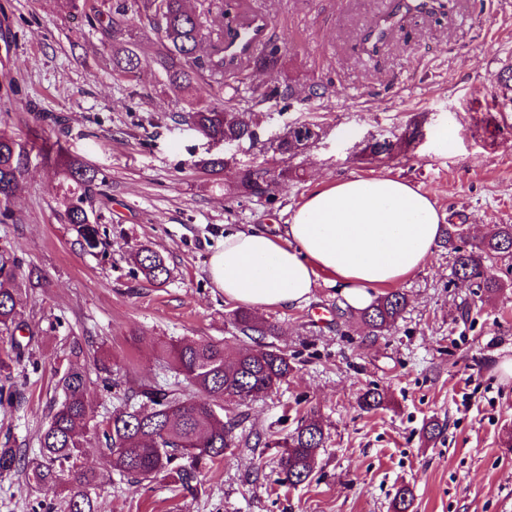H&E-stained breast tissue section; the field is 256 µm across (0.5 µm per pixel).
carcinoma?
<instances>
[{"label": "carcinoma", "instance_id": "1", "mask_svg": "<svg viewBox=\"0 0 512 512\" xmlns=\"http://www.w3.org/2000/svg\"><path fill=\"white\" fill-rule=\"evenodd\" d=\"M73 8L83 12L100 27L129 24L147 20L164 42L165 53L156 64L163 71L168 85L185 94L189 118L197 131L220 140H251L255 136L252 124L241 118L232 105L221 98L208 99L212 84H224V21L212 31L215 35L212 52L202 59L197 48L204 38L202 14L191 9L189 0H68ZM279 47L270 44L267 51L250 56L242 62L245 69H265L277 65ZM113 70L120 75L134 76L141 58L132 48L112 56ZM210 80L204 81L203 73ZM295 95L291 85L255 87L252 100L262 105L274 99L289 100ZM310 131L306 125L285 132L274 146L281 156H292L298 149L300 136ZM59 185L67 199L66 223L73 226L82 248L92 252L102 244L98 216L89 205L96 188L97 174L91 167L68 158L57 161ZM20 158L12 138L0 131V204L6 205L15 193L20 174ZM265 175L253 170L243 171L235 185L237 198L258 196L265 192ZM445 245L453 254L452 275L456 286L472 284L496 293L506 283L488 273L489 263L512 252V224H499L490 236L465 243V225L450 224L446 228ZM140 271L160 284L168 278L164 258L157 252L141 247L135 252ZM23 305L21 294L0 284V332L10 336V352L0 357V371L10 369V363L21 358L22 344L14 332L22 327L19 319ZM407 306L405 293L398 290L379 296L360 312V319L374 336L382 334L397 322ZM241 331L266 336L271 326L256 321L249 313L235 314ZM169 357L175 369L196 391L206 395L197 400L174 390L151 383L142 384L131 394L141 399L138 407L112 411L103 421L106 468L116 470L135 483L149 481L160 475L170 477L182 487H189L199 464L224 460L227 450L235 447V424L224 420V401L244 402L264 397L280 386L293 371L288 354L272 345H257L239 352L234 362L225 356L224 343L202 340L174 344ZM90 383L86 365L69 363L58 380L63 399L53 409L48 424L39 438L40 459L32 463L29 476L37 485L56 482L59 473L68 471L73 484L66 502L67 512H96L90 489L103 478L101 472L80 464L82 437L90 419L85 398ZM384 396L377 389H368L359 397L366 411L379 408ZM324 443V430L318 417L307 414L285 441L278 459L281 480L299 486L311 480L317 456ZM16 448H0V475L19 466Z\"/></svg>", "mask_w": 512, "mask_h": 512}]
</instances>
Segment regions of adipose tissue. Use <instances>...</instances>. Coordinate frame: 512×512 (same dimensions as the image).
I'll return each instance as SVG.
<instances>
[{
    "label": "adipose tissue",
    "instance_id": "adipose-tissue-1",
    "mask_svg": "<svg viewBox=\"0 0 512 512\" xmlns=\"http://www.w3.org/2000/svg\"><path fill=\"white\" fill-rule=\"evenodd\" d=\"M444 233L434 202L393 177H349L314 190L283 235L252 226L225 234L208 273L227 300L255 309L306 302L328 275L346 303L397 284L425 264Z\"/></svg>",
    "mask_w": 512,
    "mask_h": 512
}]
</instances>
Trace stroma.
I'll return each mask as SVG.
<instances>
[{
	"label": "stroma",
	"instance_id": "obj_1",
	"mask_svg": "<svg viewBox=\"0 0 512 512\" xmlns=\"http://www.w3.org/2000/svg\"><path fill=\"white\" fill-rule=\"evenodd\" d=\"M395 0H224V28L244 13L272 24L281 49L272 69L249 70L245 84L225 76L223 97L250 111L248 84L312 83L327 98L270 101L260 109L257 141L214 146L190 126L187 102L169 89L155 62L163 47L153 30L133 24L108 32L89 25L65 0H0V131L22 159L18 188L0 219V254L15 259L12 287L24 299L16 334L27 349L0 386L20 397L0 405V447L19 449L23 464L0 475V512H64L69 474L51 486L28 478L39 433L61 398L58 380L73 345L87 364L104 361L119 393L141 383L187 389L170 368L168 346L223 342L236 355L253 342L236 327L238 303L208 276L224 233L248 225L281 235L317 184L343 177L386 175L428 194L441 221L465 218L471 240L512 224V106L499 102V75L512 61V0H452L446 14L388 22ZM386 34L377 52L365 36ZM135 44L142 68L127 79L112 54ZM309 124L319 137L282 160L273 146L288 126ZM456 129L448 149L435 133ZM408 141L384 161L365 153L370 142ZM97 173L93 206L102 245L78 244L66 222L57 154ZM220 157L224 169L204 170ZM266 166L290 169L262 198L233 199L239 173ZM146 246L169 269L147 281L133 252ZM452 258L437 247L426 264L399 283L408 305L396 325L368 338L329 276L305 303L255 311L276 326L272 343L294 370L269 395L228 401L239 442L218 464H202L191 489L167 478L140 485L105 473L101 421L119 394L93 379L94 413L84 436L83 466L104 472L95 490L98 512H393L397 491L410 488V512H512V257L491 272L507 284L491 295L457 287ZM346 311L339 319L338 311ZM387 401L365 412V390ZM315 413L325 442L310 483H279V448L300 418ZM442 427L425 442L429 422Z\"/></svg>",
	"mask_w": 512,
	"mask_h": 512
}]
</instances>
